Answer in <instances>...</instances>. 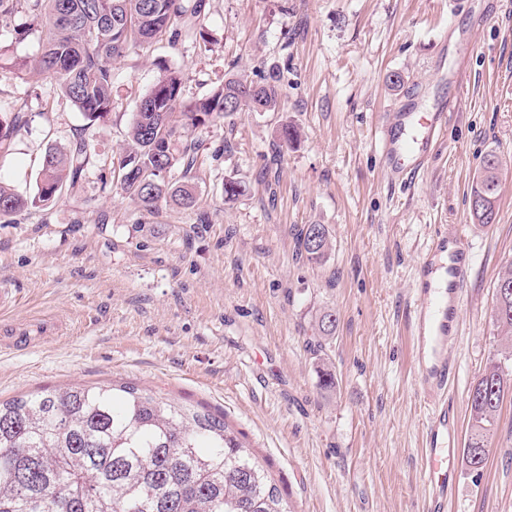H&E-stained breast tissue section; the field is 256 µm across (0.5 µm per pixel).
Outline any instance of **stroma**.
Segmentation results:
<instances>
[{"label":"stroma","mask_w":512,"mask_h":512,"mask_svg":"<svg viewBox=\"0 0 512 512\" xmlns=\"http://www.w3.org/2000/svg\"><path fill=\"white\" fill-rule=\"evenodd\" d=\"M181 34L112 66V112L90 123L37 56L31 14L0 17V118L26 122L0 152V183L33 194L46 150L84 142L76 188L0 217V400L116 381L225 416L292 512H423L417 474L425 408L406 332L415 267L435 231L474 254L461 303L467 393L501 346L495 286L512 268V16L499 0H202ZM185 98L229 75L277 67L284 109L186 131L197 202H134L114 176L140 99L161 66ZM404 78L400 88L391 74ZM462 95L424 168L392 181L375 144L381 114ZM301 130L280 144L282 123ZM502 156L494 224L468 197L484 157ZM233 180L245 192L226 199ZM323 224L334 248L300 257L295 231ZM336 316L325 358L308 342ZM336 379L322 388L321 368ZM455 512H512V392L481 473L462 470Z\"/></svg>","instance_id":"1"}]
</instances>
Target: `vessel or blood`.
Returning a JSON list of instances; mask_svg holds the SVG:
<instances>
[{
  "mask_svg": "<svg viewBox=\"0 0 512 512\" xmlns=\"http://www.w3.org/2000/svg\"><path fill=\"white\" fill-rule=\"evenodd\" d=\"M447 122L443 106L429 113L394 112L382 119L379 145L390 175L404 181L422 169ZM472 266L464 234L436 232L420 259L419 287L407 315L415 392L428 407L419 464L425 512H449L459 488V417L448 398L457 366L448 349L459 339L462 290Z\"/></svg>",
  "mask_w": 512,
  "mask_h": 512,
  "instance_id": "vessel-or-blood-1",
  "label": "vessel or blood"
}]
</instances>
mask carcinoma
Instances as JSON below:
<instances>
[{
    "instance_id": "obj_1",
    "label": "carcinoma",
    "mask_w": 512,
    "mask_h": 512,
    "mask_svg": "<svg viewBox=\"0 0 512 512\" xmlns=\"http://www.w3.org/2000/svg\"><path fill=\"white\" fill-rule=\"evenodd\" d=\"M39 18L40 55L19 63L54 75L59 91L91 121L112 111V64L153 42L178 19L197 14L190 0H0V16L21 9ZM278 78L260 82L229 76L208 95L183 97V77L166 67L139 101L127 131L118 179L145 207L163 199L190 206L194 188L176 178L195 166V145L178 146L190 128L244 112H279ZM20 116L0 121V150ZM472 185L469 208L477 224L496 220L502 162L491 152ZM89 163L85 144L45 155L37 192L23 197L0 185V217L75 188ZM298 252L311 263L332 249L323 224L297 233ZM495 299L494 317L506 342L468 389L470 428L462 452L467 469L488 462L490 436L505 394L512 391V271ZM336 315L316 318V339L328 340ZM124 394L116 407L117 393ZM0 512H289L268 471L220 415L155 397L132 383L46 389L0 401Z\"/></svg>"
}]
</instances>
